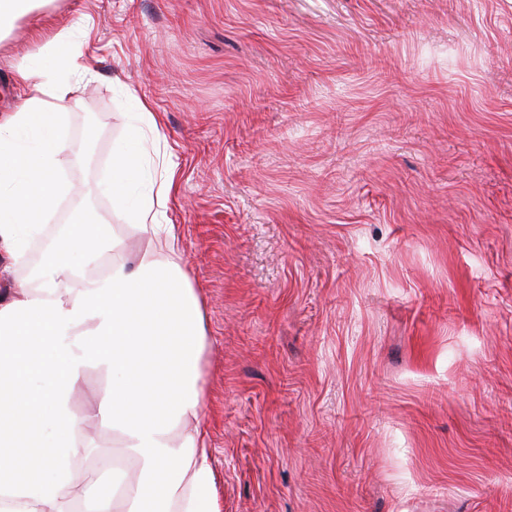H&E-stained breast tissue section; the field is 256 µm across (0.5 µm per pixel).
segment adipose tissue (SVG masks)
<instances>
[{
	"mask_svg": "<svg viewBox=\"0 0 512 512\" xmlns=\"http://www.w3.org/2000/svg\"><path fill=\"white\" fill-rule=\"evenodd\" d=\"M19 78L28 95L0 122V250L16 259L61 191L53 105L66 92L48 74L25 69ZM138 109L112 156L106 190L117 203L133 204L148 250L129 263L124 239L75 216L50 248L47 273L17 279L10 300L0 303V512H216L202 305L172 257L175 227L160 213L172 176L134 191L139 161L159 141L147 103ZM27 132L35 146L20 144ZM103 245L108 273L80 278L82 258ZM92 369L111 382L79 416L72 393ZM102 427L121 436L127 463L92 483L84 462Z\"/></svg>",
	"mask_w": 512,
	"mask_h": 512,
	"instance_id": "ef3b65f1",
	"label": "adipose tissue"
}]
</instances>
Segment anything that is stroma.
<instances>
[{
  "mask_svg": "<svg viewBox=\"0 0 512 512\" xmlns=\"http://www.w3.org/2000/svg\"><path fill=\"white\" fill-rule=\"evenodd\" d=\"M33 66L68 85L43 228L137 245L104 187L156 116L219 512H512V0H44L0 121Z\"/></svg>",
  "mask_w": 512,
  "mask_h": 512,
  "instance_id": "1",
  "label": "stroma"
}]
</instances>
